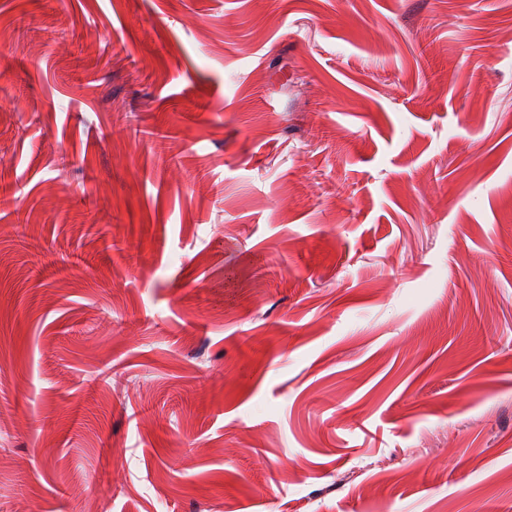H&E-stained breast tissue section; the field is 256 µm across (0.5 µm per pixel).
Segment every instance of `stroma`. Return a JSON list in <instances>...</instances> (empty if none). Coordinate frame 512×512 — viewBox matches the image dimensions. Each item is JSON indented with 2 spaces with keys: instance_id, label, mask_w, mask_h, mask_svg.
Wrapping results in <instances>:
<instances>
[{
  "instance_id": "obj_1",
  "label": "stroma",
  "mask_w": 512,
  "mask_h": 512,
  "mask_svg": "<svg viewBox=\"0 0 512 512\" xmlns=\"http://www.w3.org/2000/svg\"><path fill=\"white\" fill-rule=\"evenodd\" d=\"M0 512H512V0H0Z\"/></svg>"
}]
</instances>
